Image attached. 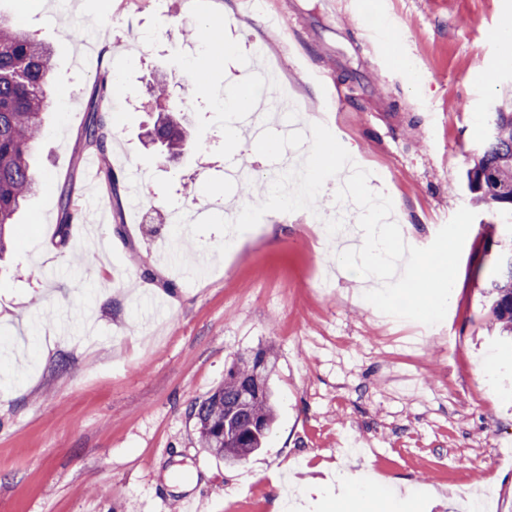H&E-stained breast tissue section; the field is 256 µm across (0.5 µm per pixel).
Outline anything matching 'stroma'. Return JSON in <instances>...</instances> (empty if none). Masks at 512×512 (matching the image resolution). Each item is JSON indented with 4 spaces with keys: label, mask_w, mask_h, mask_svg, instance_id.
<instances>
[{
    "label": "stroma",
    "mask_w": 512,
    "mask_h": 512,
    "mask_svg": "<svg viewBox=\"0 0 512 512\" xmlns=\"http://www.w3.org/2000/svg\"><path fill=\"white\" fill-rule=\"evenodd\" d=\"M5 6L51 46L53 70L39 187L0 255V512H185L189 501L197 512H344L341 487L368 482L380 495L359 512L394 500L401 512H466L476 496L512 512V344L484 294L512 216L473 205L465 181L496 104L512 98L498 37L512 0ZM204 24L232 55L204 62L184 35ZM77 32L119 71L112 168L148 169L141 207L126 182L112 200L102 181L87 185L75 162L98 80L78 63ZM284 84L299 132L287 140L270 125L274 150L242 156L225 140L233 113L207 104ZM161 108L183 113L192 145L163 160L142 139ZM315 126L357 146L368 193L394 200L412 255H446L450 299L410 319L397 289L384 301L359 291L313 225L341 197L335 177L288 211L225 180L245 157L265 183L285 153L310 150ZM66 188L89 226L61 249L42 227L57 224ZM261 347L276 359V421L266 448L229 468L200 448L191 408Z\"/></svg>",
    "instance_id": "35a3bbf8"
}]
</instances>
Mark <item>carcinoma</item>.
Segmentation results:
<instances>
[{
  "instance_id": "1",
  "label": "carcinoma",
  "mask_w": 512,
  "mask_h": 512,
  "mask_svg": "<svg viewBox=\"0 0 512 512\" xmlns=\"http://www.w3.org/2000/svg\"><path fill=\"white\" fill-rule=\"evenodd\" d=\"M51 49L18 29L0 12V247L6 228L35 192L31 157L39 143L49 106ZM101 95L87 113L81 129L82 151L101 157L112 143L107 78L100 80ZM150 141L166 155L185 151L189 143L179 122L158 117ZM469 191L489 207H512V102L498 106L491 133L466 173ZM79 212L71 193L60 198L56 244L69 245ZM498 272L487 295L490 312L502 332L512 335V252L497 257ZM271 351L258 349L239 356L227 369L224 384L194 404L200 447L232 467L266 447L275 421Z\"/></svg>"
}]
</instances>
